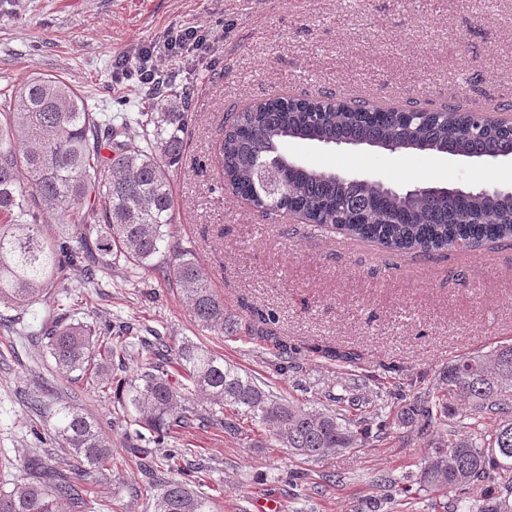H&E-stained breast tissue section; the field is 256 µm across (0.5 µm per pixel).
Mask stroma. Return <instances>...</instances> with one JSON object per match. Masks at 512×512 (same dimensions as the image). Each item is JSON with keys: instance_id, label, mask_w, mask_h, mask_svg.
I'll return each mask as SVG.
<instances>
[{"instance_id": "1", "label": "stroma", "mask_w": 512, "mask_h": 512, "mask_svg": "<svg viewBox=\"0 0 512 512\" xmlns=\"http://www.w3.org/2000/svg\"><path fill=\"white\" fill-rule=\"evenodd\" d=\"M203 25L224 33L217 51L171 65L190 97L187 158L171 175L172 240L194 251L236 320L233 334L199 330L175 289L155 270L117 264L85 287L71 271L72 293L113 329L161 332L167 342H202L263 389L311 409L330 396H357L362 428L374 429L380 387L394 377L424 376L437 385L448 362L512 341V241L467 250L394 254L340 232L254 210L222 185L217 141L224 116L269 95L309 97L352 88L375 104L433 111H471L494 99L512 106V0H0V88L35 74L62 78L96 112H146L137 76L116 62L161 43L166 33ZM290 156L358 179L450 188L508 187L512 157L391 153L368 146L288 145ZM276 315L274 330L301 347L294 369L280 371L276 351L250 324L247 306ZM326 344L354 350V361L309 353ZM399 374L387 372V364ZM47 384L33 413L22 392ZM99 418L117 456L138 442L129 416L111 399L62 380L38 337L0 326V487L10 488L24 456L65 458L50 429L59 401ZM237 433L209 427L181 431L177 445L208 468L203 492L215 512H360L395 480V512H446L453 494L420 487L416 476L445 430L399 427L390 438L307 464L317 492L289 483L297 466L270 446L260 425L225 411ZM137 463L83 482V512H153Z\"/></svg>"}]
</instances>
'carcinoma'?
<instances>
[{
  "instance_id": "obj_1",
  "label": "carcinoma",
  "mask_w": 512,
  "mask_h": 512,
  "mask_svg": "<svg viewBox=\"0 0 512 512\" xmlns=\"http://www.w3.org/2000/svg\"><path fill=\"white\" fill-rule=\"evenodd\" d=\"M148 96L158 111L124 114L118 124L99 117L69 84L50 75L26 79L10 102L0 101V304L14 311L11 325L35 316L40 297L66 280L70 266L85 264L87 283L93 284L97 272L124 262L161 272L199 327L221 335L231 329L224 301L192 251L168 241L165 231L174 223L170 172L184 157L192 117L185 93L161 75L149 84ZM445 113L437 120L428 112H382L369 100L345 106L332 99L273 96L229 117L218 144L219 164L232 191L253 207L283 216L297 210L313 227L399 254L512 240V194L450 189L405 196L374 181L309 168L283 150L294 139L424 154L512 146V135L490 117L473 112L463 119L453 108ZM134 126L142 134L131 135ZM48 216L64 225L52 238L42 229ZM71 297L65 293L64 316L42 331L46 347L58 367L91 377L97 392L113 396L149 431L151 447L143 450L149 467L171 475L153 497L154 512H213L197 488L199 469L186 465L185 449L170 447L168 440L174 429L194 420L224 423L227 407L266 428L274 447L314 462L374 443L392 424L419 418L444 423L462 406L498 420L497 426L489 434L474 426L448 430L424 460L419 482L460 494L452 512H512L496 501L478 509L472 504V495L487 484L512 496V343L449 362L435 388L422 378L398 383L389 415L371 437L347 415L352 401L331 411L298 406L262 389L201 344L185 339L170 346L155 330L149 339L138 338L145 352L140 374L116 379L105 367L133 348L128 331L102 334L92 321H65L76 308ZM265 338L290 363L295 349L269 328ZM173 366L189 384H175ZM195 393L209 403L203 414L193 406ZM54 417V438L69 457L58 465L24 458V477L8 491L0 488V512H58L63 502L79 507L83 479L112 462L111 441L95 417L69 403Z\"/></svg>"
}]
</instances>
